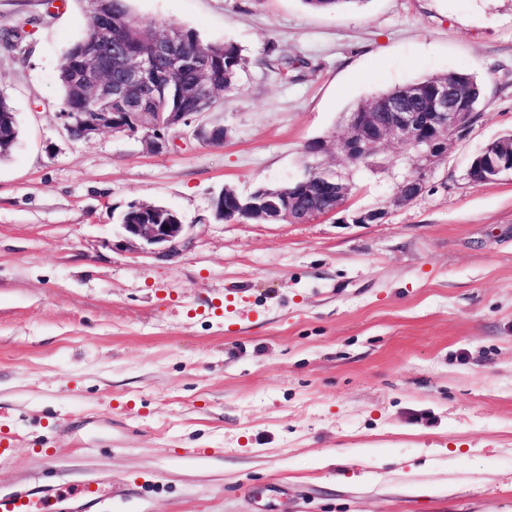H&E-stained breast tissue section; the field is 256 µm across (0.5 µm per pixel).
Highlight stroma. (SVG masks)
I'll return each instance as SVG.
<instances>
[{
	"instance_id": "obj_1",
	"label": "stroma",
	"mask_w": 512,
	"mask_h": 512,
	"mask_svg": "<svg viewBox=\"0 0 512 512\" xmlns=\"http://www.w3.org/2000/svg\"><path fill=\"white\" fill-rule=\"evenodd\" d=\"M129 7L240 49L199 118L226 135L72 139L58 68L83 0H0V31H26L0 43L20 128L0 159V491L97 479L102 512H512V179L467 175L512 131V0ZM460 71L486 85L481 116L395 205L412 148L352 162L345 114ZM315 162L349 177L342 213L214 220L224 188ZM133 202L180 215L178 254L127 237ZM367 209L386 216L354 223Z\"/></svg>"
}]
</instances>
